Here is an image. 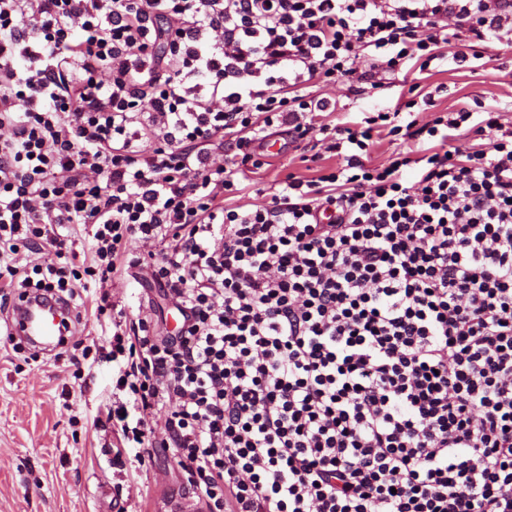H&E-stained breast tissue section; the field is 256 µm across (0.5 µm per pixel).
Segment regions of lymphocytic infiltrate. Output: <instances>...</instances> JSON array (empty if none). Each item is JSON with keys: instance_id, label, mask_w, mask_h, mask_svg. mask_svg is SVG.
<instances>
[{"instance_id": "lymphocytic-infiltrate-1", "label": "lymphocytic infiltrate", "mask_w": 512, "mask_h": 512, "mask_svg": "<svg viewBox=\"0 0 512 512\" xmlns=\"http://www.w3.org/2000/svg\"><path fill=\"white\" fill-rule=\"evenodd\" d=\"M462 38L460 60L512 49V0H0L8 285L67 290L64 268L9 258L53 224L92 226L103 284L132 240L160 244L182 327L138 323L112 353L165 436L104 413L171 449L210 512H512V126L463 107L410 131L421 156L370 168L371 128L315 124L331 105L309 91L364 51L397 71ZM285 122L337 171L225 203ZM465 123L491 147L449 149ZM228 139L241 159L209 164Z\"/></svg>"}]
</instances>
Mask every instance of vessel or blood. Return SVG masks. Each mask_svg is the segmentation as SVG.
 Segmentation results:
<instances>
[{
    "label": "vessel or blood",
    "instance_id": "obj_1",
    "mask_svg": "<svg viewBox=\"0 0 512 512\" xmlns=\"http://www.w3.org/2000/svg\"><path fill=\"white\" fill-rule=\"evenodd\" d=\"M78 328L74 314L51 301L33 297L21 299L11 326L13 335L36 342L42 348H54Z\"/></svg>",
    "mask_w": 512,
    "mask_h": 512
}]
</instances>
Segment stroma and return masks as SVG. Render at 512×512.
<instances>
[{"mask_svg": "<svg viewBox=\"0 0 512 512\" xmlns=\"http://www.w3.org/2000/svg\"><path fill=\"white\" fill-rule=\"evenodd\" d=\"M460 48L451 41L447 58L427 70L406 63L381 75V86L364 88L351 77L315 85L314 95L335 102L318 123L341 125L377 116L399 102H413L418 123L467 108L499 110L512 124V51L487 45L478 59L454 60ZM432 105H423L425 94ZM366 164L388 165L398 152L421 150V142L391 134L388 126L373 132ZM260 168L247 170L234 204L252 207L269 203L289 176L308 179L334 171L337 156L325 152L315 135L289 139L286 148L270 145ZM62 249L44 247L31 254L21 247L22 260L49 261L81 268L90 255L92 239L82 227L60 228ZM131 261L111 282L99 284L82 277L69 302L80 325L69 344L55 351H38L19 344L9 333L19 289L0 290V512H209L207 502L189 486L186 474L170 450L133 447L111 425L97 422L99 405L108 399L128 402L116 387L126 358H113L110 341L116 325L131 326L146 319L162 336L174 335L181 316L151 277V259L144 248L132 246Z\"/></svg>", "mask_w": 512, "mask_h": 512, "instance_id": "obj_1", "label": "stroma"}]
</instances>
